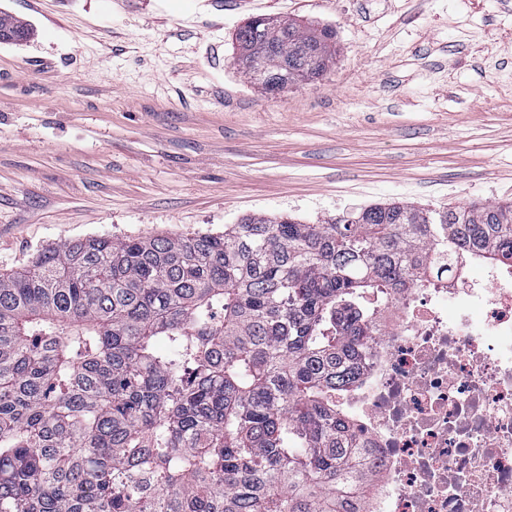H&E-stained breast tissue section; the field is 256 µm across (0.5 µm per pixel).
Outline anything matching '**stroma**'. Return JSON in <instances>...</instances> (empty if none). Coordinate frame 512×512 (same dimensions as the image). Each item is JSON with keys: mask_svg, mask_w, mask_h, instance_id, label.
Instances as JSON below:
<instances>
[{"mask_svg": "<svg viewBox=\"0 0 512 512\" xmlns=\"http://www.w3.org/2000/svg\"><path fill=\"white\" fill-rule=\"evenodd\" d=\"M0 273L95 236L512 199V0H0ZM336 32L320 78L235 64L255 15Z\"/></svg>", "mask_w": 512, "mask_h": 512, "instance_id": "35a3bbf8", "label": "stroma"}]
</instances>
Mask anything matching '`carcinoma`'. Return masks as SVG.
Wrapping results in <instances>:
<instances>
[{
  "label": "carcinoma",
  "mask_w": 512,
  "mask_h": 512,
  "mask_svg": "<svg viewBox=\"0 0 512 512\" xmlns=\"http://www.w3.org/2000/svg\"><path fill=\"white\" fill-rule=\"evenodd\" d=\"M335 39L254 16L238 64L280 91L320 77ZM470 259L512 267V200L37 254L0 275V512H345L365 457L337 398L374 332L368 297Z\"/></svg>",
  "instance_id": "carcinoma-1"
}]
</instances>
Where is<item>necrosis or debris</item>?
I'll list each match as a JSON object with an SVG mask.
<instances>
[{
  "label": "necrosis or debris",
  "instance_id": "1",
  "mask_svg": "<svg viewBox=\"0 0 512 512\" xmlns=\"http://www.w3.org/2000/svg\"><path fill=\"white\" fill-rule=\"evenodd\" d=\"M377 327L346 399L369 451L353 512H512V271L405 289Z\"/></svg>",
  "mask_w": 512,
  "mask_h": 512
}]
</instances>
